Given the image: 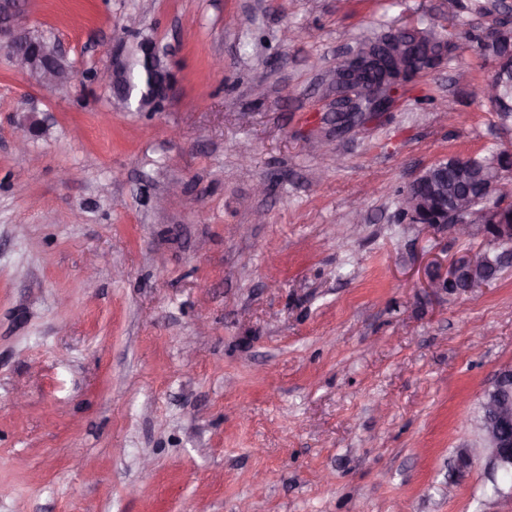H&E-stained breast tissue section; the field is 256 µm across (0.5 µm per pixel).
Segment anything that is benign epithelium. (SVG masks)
I'll return each instance as SVG.
<instances>
[{
	"label": "benign epithelium",
	"mask_w": 512,
	"mask_h": 512,
	"mask_svg": "<svg viewBox=\"0 0 512 512\" xmlns=\"http://www.w3.org/2000/svg\"><path fill=\"white\" fill-rule=\"evenodd\" d=\"M25 0H0V48L10 55L12 66L29 75L43 86L59 93L68 90L69 84L58 78L61 71L60 57L63 53L57 45L32 48V32L22 23ZM146 66L153 73L154 94H146L141 100L156 101L166 98L171 85V74L156 54L155 43L148 40L143 44ZM94 81L111 89L115 102L127 106L132 99V89L126 77V58L121 52L112 57V65L99 70ZM505 169L491 168L480 180L469 178L465 167H460L461 184L448 203V187L442 179L445 166L438 161L425 168L414 180L423 189L414 190L402 198L401 213L414 224L431 229H446L448 235L472 233L482 238L485 250L472 262L455 266L448 274V280H462L463 274L475 268H487L481 279L463 280V289H471L492 282L505 266L512 267V207L504 204H477L475 191L484 182L490 188L501 191L504 170L512 168V153L504 161ZM482 417L479 423L481 448L488 456L489 466L495 474L512 478V366L498 370L481 397Z\"/></svg>",
	"instance_id": "1"
}]
</instances>
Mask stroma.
<instances>
[{"mask_svg": "<svg viewBox=\"0 0 512 512\" xmlns=\"http://www.w3.org/2000/svg\"><path fill=\"white\" fill-rule=\"evenodd\" d=\"M23 20L74 74L61 96L0 52V512H512L476 420L512 365V270L448 293L480 240L400 216L426 167L512 146L477 95L493 17L28 0ZM425 25L444 60L337 134V63ZM141 34L172 76L156 112L85 77Z\"/></svg>", "mask_w": 512, "mask_h": 512, "instance_id": "obj_1", "label": "stroma"}]
</instances>
